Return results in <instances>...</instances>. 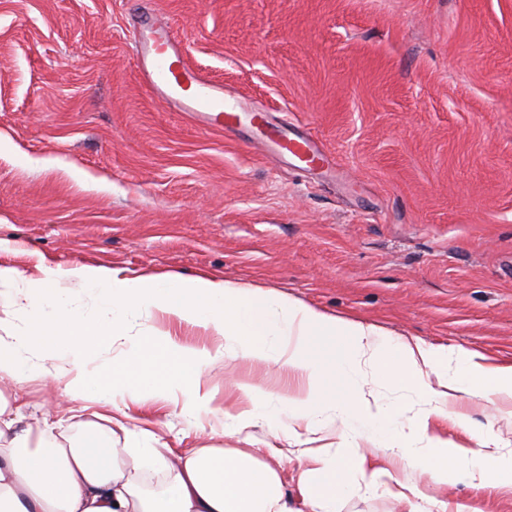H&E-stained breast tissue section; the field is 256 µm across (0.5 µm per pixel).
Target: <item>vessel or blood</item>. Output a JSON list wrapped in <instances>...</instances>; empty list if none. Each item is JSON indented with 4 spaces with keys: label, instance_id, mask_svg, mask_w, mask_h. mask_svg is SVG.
Wrapping results in <instances>:
<instances>
[{
    "label": "vessel or blood",
    "instance_id": "b4317fda",
    "mask_svg": "<svg viewBox=\"0 0 512 512\" xmlns=\"http://www.w3.org/2000/svg\"><path fill=\"white\" fill-rule=\"evenodd\" d=\"M132 25L144 34L136 42V58L144 83L155 95L210 128L223 130L236 125L242 110L240 100L225 96L223 87L187 62L172 24L142 12L134 16ZM275 147L278 153L309 168L327 161L318 146L302 136L276 141Z\"/></svg>",
    "mask_w": 512,
    "mask_h": 512
}]
</instances>
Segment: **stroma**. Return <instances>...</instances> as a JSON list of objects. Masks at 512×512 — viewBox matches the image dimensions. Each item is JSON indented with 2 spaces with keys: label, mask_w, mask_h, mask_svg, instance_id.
I'll return each mask as SVG.
<instances>
[{
  "label": "stroma",
  "mask_w": 512,
  "mask_h": 512,
  "mask_svg": "<svg viewBox=\"0 0 512 512\" xmlns=\"http://www.w3.org/2000/svg\"><path fill=\"white\" fill-rule=\"evenodd\" d=\"M142 3L188 63L333 169L301 172L255 124L210 130L155 97L132 51ZM83 265L207 274L512 363V0H0V266ZM140 330L214 341L160 315ZM241 383L301 386L219 362L215 405H240ZM452 410L512 453V398ZM129 413L177 451L202 436L166 401ZM251 442L404 476L334 429L287 443L259 426ZM419 487L512 512V489Z\"/></svg>",
  "instance_id": "obj_1"
}]
</instances>
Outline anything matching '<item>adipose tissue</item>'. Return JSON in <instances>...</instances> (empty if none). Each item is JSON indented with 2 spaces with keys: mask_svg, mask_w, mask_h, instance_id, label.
Instances as JSON below:
<instances>
[{
  "mask_svg": "<svg viewBox=\"0 0 512 512\" xmlns=\"http://www.w3.org/2000/svg\"><path fill=\"white\" fill-rule=\"evenodd\" d=\"M22 303L31 316L27 331L0 339V512H336L337 500L356 487L388 488L404 512H473L414 483L387 486L388 470L366 455L339 460L325 448L304 449L301 501L289 505L281 477L288 451L250 447L256 426L287 440L334 426L346 439L390 449L403 469L433 484L512 486V458L494 453L487 433H471L469 448L441 438L424 451L411 448L392 403L366 399L360 376L361 363H369L425 401L416 429L434 422L461 428L449 401L460 392L512 397V364L489 367L475 351L392 338L371 322L205 276L129 278L84 266L34 279L0 267V312ZM156 314L203 328L217 346L127 338L129 326ZM107 338L123 348L108 375L91 362ZM228 357L288 370L306 386L287 395L245 385L241 409L213 408L202 388L211 366ZM34 374L73 403L67 423L47 412L25 416L18 390ZM89 393L126 406L178 397L186 421H209L212 442L177 452L158 447L149 430L86 420L77 404ZM227 436L240 447L219 446ZM154 477L162 488L151 493L146 482Z\"/></svg>",
  "mask_w": 512,
  "mask_h": 512,
  "instance_id": "ef3b65f1",
  "label": "adipose tissue"
}]
</instances>
